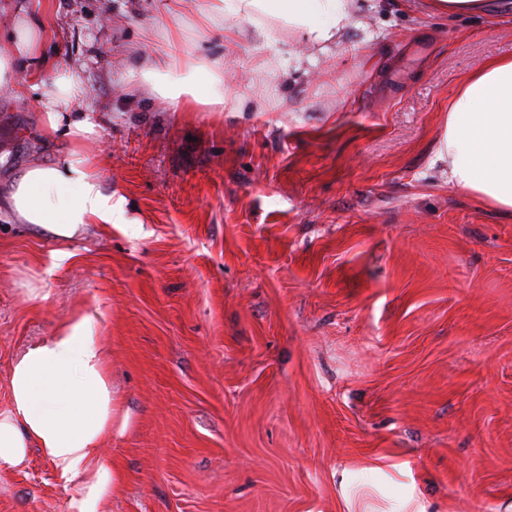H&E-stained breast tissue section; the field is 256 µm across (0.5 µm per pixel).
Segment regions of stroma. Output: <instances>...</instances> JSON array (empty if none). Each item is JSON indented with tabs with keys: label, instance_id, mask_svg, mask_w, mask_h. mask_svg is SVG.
Instances as JSON below:
<instances>
[{
	"label": "stroma",
	"instance_id": "stroma-1",
	"mask_svg": "<svg viewBox=\"0 0 512 512\" xmlns=\"http://www.w3.org/2000/svg\"><path fill=\"white\" fill-rule=\"evenodd\" d=\"M52 2L84 150L130 221L62 242L0 220V411L17 356L85 311L120 404L107 512H512V216L437 158L461 81L512 57V20L361 0L273 92L264 45L200 28L208 0L175 19L164 0ZM173 26L251 77L247 99L127 94ZM42 125L0 91V182L67 150ZM75 493L35 451L0 470V512Z\"/></svg>",
	"mask_w": 512,
	"mask_h": 512
}]
</instances>
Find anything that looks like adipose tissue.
Returning a JSON list of instances; mask_svg holds the SVG:
<instances>
[{
    "label": "adipose tissue",
    "instance_id": "ef3b65f1",
    "mask_svg": "<svg viewBox=\"0 0 512 512\" xmlns=\"http://www.w3.org/2000/svg\"><path fill=\"white\" fill-rule=\"evenodd\" d=\"M351 8V0H209L201 25L234 39L244 33L237 20L245 19L244 34L258 42L283 46L287 32L324 52L348 26ZM51 15L49 0H35L31 14L16 17L13 49L0 55V88L35 103L46 128L74 146L53 163L35 161L17 171L0 196V213L66 241L88 225L128 218L125 198L104 190L80 147L94 124L83 110L86 91L77 69L44 52ZM43 71L53 82L42 98ZM143 86L175 112L224 109L223 70L187 50L177 29L169 33L165 61L143 64L127 81L133 94ZM437 158L447 163L450 184L512 215V59L484 62L465 78L448 106ZM92 323V314L76 313L30 346L13 366L10 407L0 411V470L22 468L38 449L61 484L76 486L70 512H105L114 478L102 450L114 409L109 351L93 336Z\"/></svg>",
    "mask_w": 512,
    "mask_h": 512
}]
</instances>
